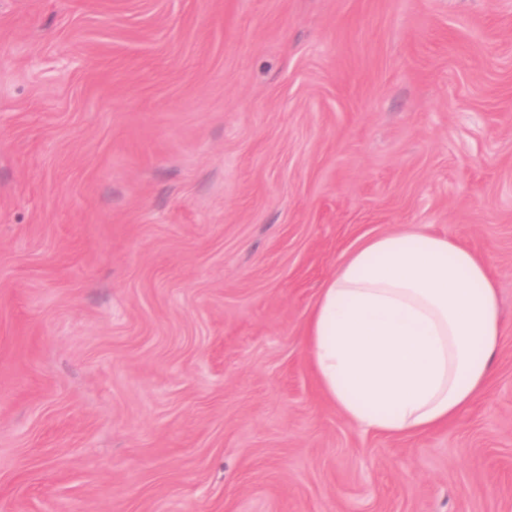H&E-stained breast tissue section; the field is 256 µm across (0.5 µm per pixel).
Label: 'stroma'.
Returning <instances> with one entry per match:
<instances>
[{"label": "stroma", "mask_w": 512, "mask_h": 512, "mask_svg": "<svg viewBox=\"0 0 512 512\" xmlns=\"http://www.w3.org/2000/svg\"><path fill=\"white\" fill-rule=\"evenodd\" d=\"M404 224L506 334L387 438L302 331ZM0 512H512V0H0Z\"/></svg>", "instance_id": "stroma-1"}]
</instances>
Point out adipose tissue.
Instances as JSON below:
<instances>
[{"instance_id": "ef3b65f1", "label": "adipose tissue", "mask_w": 512, "mask_h": 512, "mask_svg": "<svg viewBox=\"0 0 512 512\" xmlns=\"http://www.w3.org/2000/svg\"><path fill=\"white\" fill-rule=\"evenodd\" d=\"M503 335L487 259L410 224L348 251L304 326L321 393L357 430L390 437L455 421L487 389Z\"/></svg>"}]
</instances>
